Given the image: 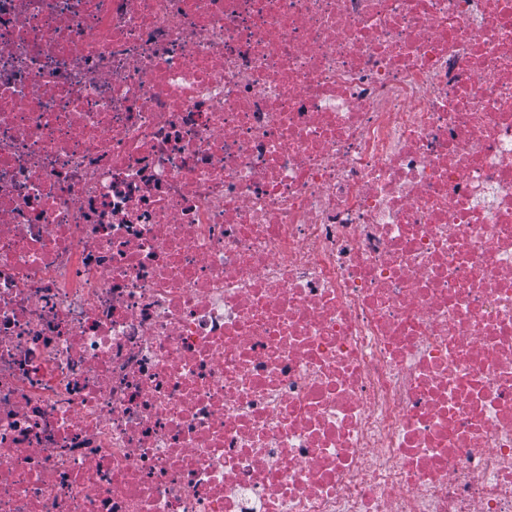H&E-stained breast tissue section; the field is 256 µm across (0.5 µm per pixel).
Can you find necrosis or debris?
<instances>
[{"label": "necrosis or debris", "mask_w": 512, "mask_h": 512, "mask_svg": "<svg viewBox=\"0 0 512 512\" xmlns=\"http://www.w3.org/2000/svg\"><path fill=\"white\" fill-rule=\"evenodd\" d=\"M0 512H512V0H0Z\"/></svg>", "instance_id": "4bbe7bcc"}]
</instances>
